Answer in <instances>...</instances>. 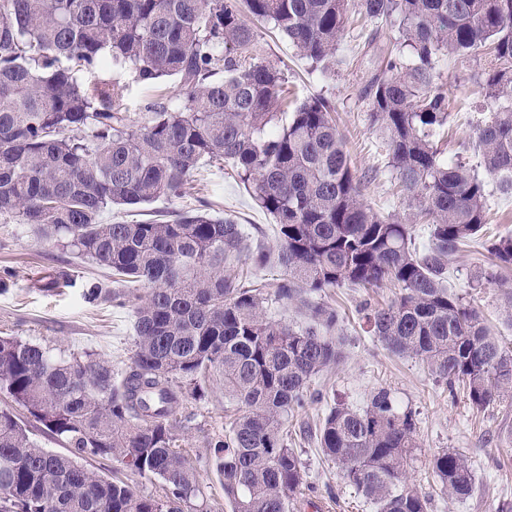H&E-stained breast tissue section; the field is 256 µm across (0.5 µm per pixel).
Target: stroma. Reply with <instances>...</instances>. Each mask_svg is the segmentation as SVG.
I'll use <instances>...</instances> for the list:
<instances>
[{"mask_svg":"<svg viewBox=\"0 0 512 512\" xmlns=\"http://www.w3.org/2000/svg\"><path fill=\"white\" fill-rule=\"evenodd\" d=\"M253 29L259 58L279 68L288 80L290 105L312 96L325 97L335 105L337 127L367 203L381 215L408 218L412 212L409 200L397 187L381 134L361 97L377 72L380 51L397 36L393 22L355 20L337 46L338 65L331 73L313 70L267 26L257 23ZM485 67L479 56H444L434 69L436 84L448 94L450 112L449 126L440 131L438 147L445 159H462L478 175L484 168L473 130L492 110L479 90ZM76 77L86 85L115 79L125 85L122 108L134 126L145 120L142 106L146 100L159 95L172 100L179 92L178 78L151 88L128 70H80ZM204 202L242 224L249 239H261L267 249H276L273 217L258 207L252 187L242 183L229 160L199 169L193 188L181 197L159 200L148 209L116 207L104 212L102 219L133 224L145 220L151 209L189 211ZM487 219L479 235L452 257L446 283L452 292L470 301L492 334L508 345L512 343V269L502 271L493 283L486 281L485 273L490 265L489 245L512 235V194L490 190ZM52 281L59 284L53 293L46 289ZM95 281L106 288L112 285L109 277L77 257L71 248L38 235L11 217H0V336L42 344L56 355L88 352L126 369L133 355V313L109 300L85 302L83 290ZM394 294L387 286H342L315 295L316 301L327 303L339 315L342 354L311 383V391L321 392V399L309 401L288 419V443L309 473L310 506L305 512H370L363 499L341 481L337 466L323 456L315 433L330 407L344 404L363 409L371 394L381 388L389 389L401 408L414 413L418 446L408 466V478L429 497L428 512H498L502 503L512 502V391L494 405L474 408L464 396H449L446 386L436 382L417 360L393 354L368 336L360 310L387 303ZM232 409L223 386L216 384L205 400L188 403L180 418V441L200 474L207 512H228L224 491L207 459L209 445L223 436L224 417ZM448 448L462 454L475 475L471 494L453 501L436 489L428 467L434 453Z\"/></svg>","mask_w":512,"mask_h":512,"instance_id":"obj_1","label":"stroma"}]
</instances>
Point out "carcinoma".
Instances as JSON below:
<instances>
[{
	"label": "carcinoma",
	"mask_w": 512,
	"mask_h": 512,
	"mask_svg": "<svg viewBox=\"0 0 512 512\" xmlns=\"http://www.w3.org/2000/svg\"><path fill=\"white\" fill-rule=\"evenodd\" d=\"M270 26L323 71L350 15L393 18L399 38L379 56L364 91L385 133L389 167L431 245L412 247L411 225L361 199L326 98L297 105L288 122L282 71L254 54V31ZM488 56L482 93L496 107L477 143L496 187L512 191V0H0V216L55 238L124 287L92 283L88 302L130 307L131 365L57 356L0 336V397L68 452L43 448L11 411L0 410V512H185L203 496L179 444V410L211 384L239 412L212 443L210 464L230 512H294L308 475L288 445V417L305 407L313 378L336 362V310L310 296L351 285L399 288L367 308V333L415 357L453 391L484 409L512 390V353L478 312L444 283L447 262L487 223L486 182L439 158L434 132L448 124V94L433 85L440 56ZM132 71L146 84L179 78L176 101L143 106L129 124L114 80L90 89L71 64ZM228 159L278 225L274 291L241 276L270 251L246 243L241 225L208 203L136 224H103L113 206L150 205L185 193L206 163ZM488 280L512 267V236L489 246ZM304 309L310 323L268 317L271 302ZM414 414L381 389L361 410L330 407L319 428L323 455L373 512H427L408 481ZM105 458L159 484L137 494L83 463ZM431 472L448 499L473 488L467 460L435 453Z\"/></svg>",
	"instance_id": "carcinoma-1"
}]
</instances>
